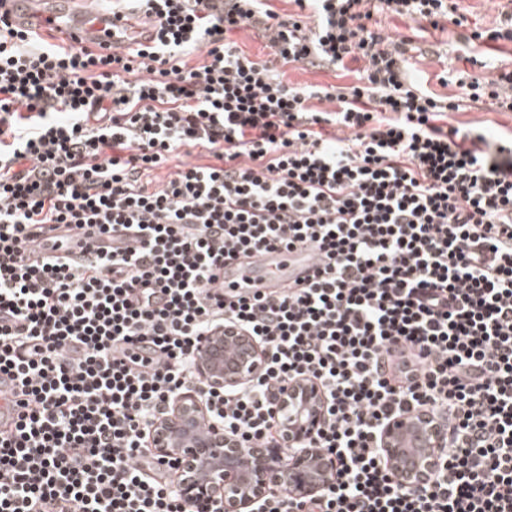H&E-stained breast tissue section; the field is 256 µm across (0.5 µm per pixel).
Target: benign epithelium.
<instances>
[{
    "label": "benign epithelium",
    "mask_w": 512,
    "mask_h": 512,
    "mask_svg": "<svg viewBox=\"0 0 512 512\" xmlns=\"http://www.w3.org/2000/svg\"><path fill=\"white\" fill-rule=\"evenodd\" d=\"M263 353L253 337L237 328H219L202 337L196 352L201 381L215 390L234 388L262 369ZM324 398L315 385L297 380L279 396L283 441L308 439L323 417ZM411 434L416 448L400 447ZM445 426L425 414L390 421L381 444L389 468L401 484L421 488L440 463ZM152 451L175 464L179 497L205 512H257L268 493L281 490L297 500L308 498L333 481L330 462L319 450L306 448L285 462L277 448L239 447L211 422L198 395H178L168 413L151 427Z\"/></svg>",
    "instance_id": "1"
}]
</instances>
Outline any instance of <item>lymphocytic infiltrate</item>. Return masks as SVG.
<instances>
[{"label": "lymphocytic infiltrate", "mask_w": 512, "mask_h": 512, "mask_svg": "<svg viewBox=\"0 0 512 512\" xmlns=\"http://www.w3.org/2000/svg\"><path fill=\"white\" fill-rule=\"evenodd\" d=\"M293 2L131 0L152 37L108 55L0 18V512H200L154 421L194 390L226 436L288 460L278 400L299 378L325 397L306 445L334 480L257 512H512V141L447 122L512 112V71L460 72L450 100L414 76L412 37L375 28L467 25L456 0ZM349 59L344 88L282 72ZM300 249L306 278L225 294L228 263ZM219 327L265 364L206 390L195 353ZM410 412L448 431L418 490L381 450ZM232 38L237 42L242 51L251 57H266L268 49L265 48V40L255 30H243L233 34Z\"/></svg>", "instance_id": "lymphocytic-infiltrate-1"}]
</instances>
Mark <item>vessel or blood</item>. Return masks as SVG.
Returning <instances> with one entry per match:
<instances>
[{"mask_svg":"<svg viewBox=\"0 0 512 512\" xmlns=\"http://www.w3.org/2000/svg\"><path fill=\"white\" fill-rule=\"evenodd\" d=\"M16 27L51 31L78 47L96 52L127 48L146 40L147 29L136 20L88 6L87 0H0V14ZM315 263L314 254L270 252L224 270L225 286L266 292L287 287Z\"/></svg>","mask_w":512,"mask_h":512,"instance_id":"vessel-or-blood-1","label":"vessel or blood"}]
</instances>
